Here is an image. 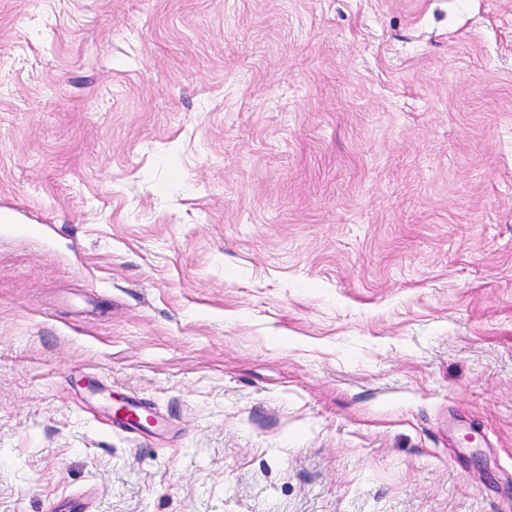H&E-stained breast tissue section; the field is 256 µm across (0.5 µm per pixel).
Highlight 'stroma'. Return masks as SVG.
Masks as SVG:
<instances>
[{"instance_id": "1", "label": "stroma", "mask_w": 512, "mask_h": 512, "mask_svg": "<svg viewBox=\"0 0 512 512\" xmlns=\"http://www.w3.org/2000/svg\"><path fill=\"white\" fill-rule=\"evenodd\" d=\"M1 224L0 512H512V0H0Z\"/></svg>"}]
</instances>
